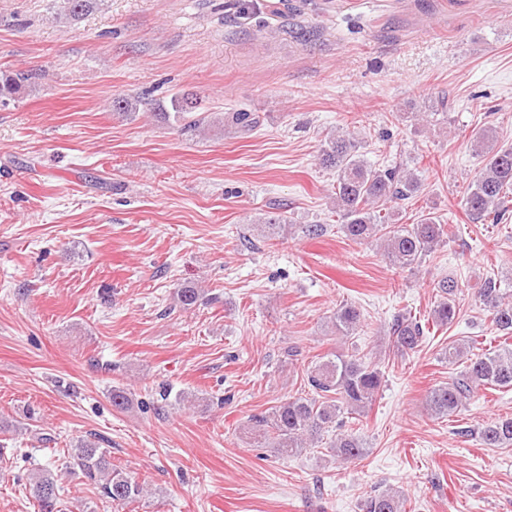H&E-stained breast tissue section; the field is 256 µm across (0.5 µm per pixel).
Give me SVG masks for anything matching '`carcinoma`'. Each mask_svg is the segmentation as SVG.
Wrapping results in <instances>:
<instances>
[{
	"mask_svg": "<svg viewBox=\"0 0 512 512\" xmlns=\"http://www.w3.org/2000/svg\"><path fill=\"white\" fill-rule=\"evenodd\" d=\"M102 0H62L56 17L77 21L96 9ZM29 80L24 73L0 75V102L5 104L20 92ZM143 98H119L113 111L121 117H134ZM157 115L179 124L183 132L206 126L234 129L248 133L260 125V116L239 109L232 112L206 113L199 97L190 92L176 93L169 103H156ZM475 154L484 157V165L469 183L464 194L465 211L486 224H504L509 212L507 191H512V143L499 144L488 132L473 136ZM320 164L336 172V214L340 230L348 239L361 242L375 237L384 239V258L393 267L413 269L448 235L445 225L431 214H421L411 224L399 223L395 204L413 198L419 182L413 173L400 167H375L358 152L352 133L330 135L320 147ZM459 281L454 277L438 284L439 300L432 310V322L451 326L459 313ZM480 301L491 321L505 336H512V301L505 300L500 281L487 276L478 288ZM201 291L184 285L176 291L178 303L191 309L201 300ZM332 326L341 338L354 336L362 328L361 312L351 303H341L333 313ZM426 340L425 329L411 315L399 314L389 327L392 350L405 356ZM448 362L465 361L464 370L447 384L429 391L427 405L437 416H450L469 398L473 389H512V348L487 350L481 354L467 351L466 344L448 342L444 351ZM383 373L373 361L355 354L338 352L315 363L307 375L310 397H290L264 412L250 416L248 429L260 448H272L283 457H294L309 448H322L345 462H355L365 455V448L355 434L341 431V416L361 414L376 400ZM478 437L488 448L512 447V417L492 421L478 430ZM69 469L82 475L101 496L118 503H132L143 497L144 486L127 473L112 466L107 449L96 441L82 439L71 448ZM30 494L40 512H58L59 487L49 472L34 474ZM400 495L382 491L367 495L360 502V512H403Z\"/></svg>",
	"mask_w": 512,
	"mask_h": 512,
	"instance_id": "1",
	"label": "carcinoma"
}]
</instances>
